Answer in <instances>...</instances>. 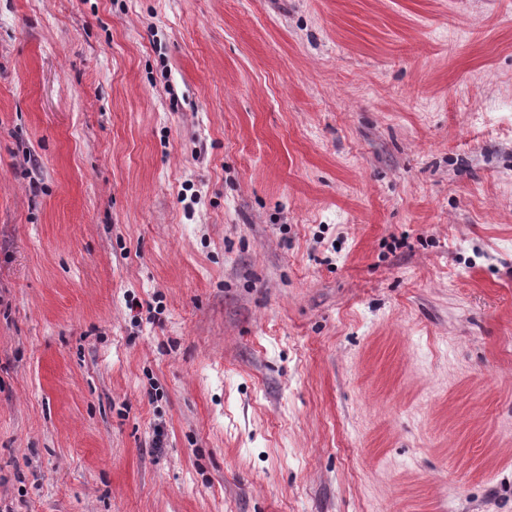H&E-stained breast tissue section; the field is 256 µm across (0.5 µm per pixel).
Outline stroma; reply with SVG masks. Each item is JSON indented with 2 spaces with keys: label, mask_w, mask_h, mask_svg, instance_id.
Returning a JSON list of instances; mask_svg holds the SVG:
<instances>
[{
  "label": "stroma",
  "mask_w": 512,
  "mask_h": 512,
  "mask_svg": "<svg viewBox=\"0 0 512 512\" xmlns=\"http://www.w3.org/2000/svg\"><path fill=\"white\" fill-rule=\"evenodd\" d=\"M0 512H512V0H0Z\"/></svg>",
  "instance_id": "1"
}]
</instances>
